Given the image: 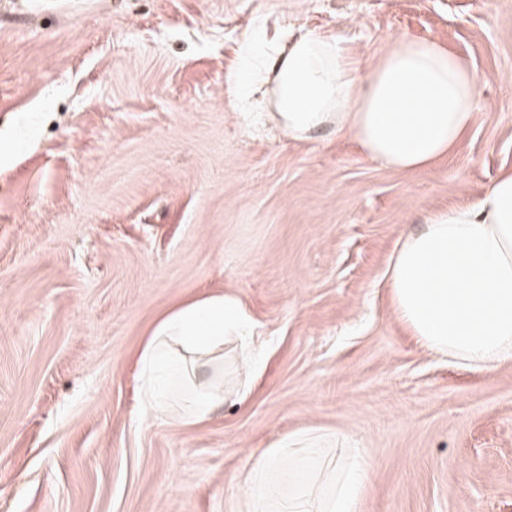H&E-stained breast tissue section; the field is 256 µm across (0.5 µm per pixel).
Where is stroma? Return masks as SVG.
<instances>
[{"label":"stroma","instance_id":"1","mask_svg":"<svg viewBox=\"0 0 512 512\" xmlns=\"http://www.w3.org/2000/svg\"><path fill=\"white\" fill-rule=\"evenodd\" d=\"M315 31L448 44L480 78L439 167L240 112L241 47ZM512 169V0H0V512H238L266 448L340 437L360 512H512V362L435 356L396 319L407 225ZM229 294L269 362L204 423L145 413L157 320Z\"/></svg>","mask_w":512,"mask_h":512}]
</instances>
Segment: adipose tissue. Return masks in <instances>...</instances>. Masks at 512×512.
Here are the masks:
<instances>
[{
  "instance_id": "1",
  "label": "adipose tissue",
  "mask_w": 512,
  "mask_h": 512,
  "mask_svg": "<svg viewBox=\"0 0 512 512\" xmlns=\"http://www.w3.org/2000/svg\"><path fill=\"white\" fill-rule=\"evenodd\" d=\"M246 73L259 69L271 86L272 119L304 141L326 127L350 136L364 155L401 172L428 170L454 153L473 126L479 81L443 43L401 37L362 59L340 38L305 32L271 51L246 44ZM394 313L427 350L491 370L512 360V171L501 173L472 206L427 217L399 239L388 267ZM240 301L213 295L181 302L151 329L137 364L144 409L178 404L191 422L225 402L234 388L199 374V362L235 345L249 376L266 368V346ZM324 440L295 434L267 449L244 483L246 512H359L371 469L355 453L336 462Z\"/></svg>"
}]
</instances>
